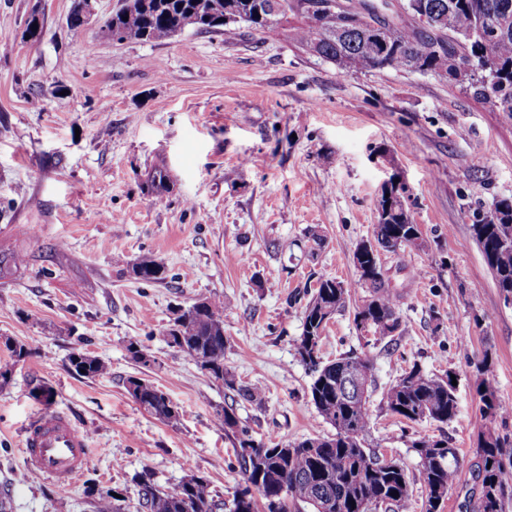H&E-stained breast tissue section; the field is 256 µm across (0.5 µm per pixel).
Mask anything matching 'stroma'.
Segmentation results:
<instances>
[{"label": "stroma", "mask_w": 512, "mask_h": 512, "mask_svg": "<svg viewBox=\"0 0 512 512\" xmlns=\"http://www.w3.org/2000/svg\"><path fill=\"white\" fill-rule=\"evenodd\" d=\"M123 0H96L81 35L73 0H0V489L11 512H94L91 489H112L136 512L138 478L161 486L206 477L215 500L242 482L236 439L217 421L234 406L257 440L331 433L308 392L296 352L309 296L321 276L354 283L328 323L321 354L368 357L374 367L365 444L418 477L412 438L447 440L460 468L442 512H472L482 432L512 435V419L485 418L476 364L490 358L493 386L512 406V301L494 284L473 225L512 196V119L431 73L391 68L337 74L279 28H186L161 43L118 42L105 32ZM39 41L22 37L31 12ZM164 166L163 200L144 191ZM400 179L425 247L382 253L401 332L356 328L370 297L358 287L356 245L371 240L382 186ZM325 243L304 256L308 230ZM164 264V281L134 280V261ZM224 301V365L260 385L262 404L234 400L159 332L200 296ZM34 353L14 362L7 343ZM137 343L148 363L127 346ZM82 351L106 375L69 365ZM457 381L446 424L403 423L386 407L411 366ZM165 391L180 419L143 411L127 380ZM52 387L51 404L31 394ZM68 415L89 442L75 483L27 468L22 434L45 410Z\"/></svg>", "instance_id": "obj_1"}]
</instances>
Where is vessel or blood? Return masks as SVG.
Here are the masks:
<instances>
[{
	"label": "vessel or blood",
	"mask_w": 512,
	"mask_h": 512,
	"mask_svg": "<svg viewBox=\"0 0 512 512\" xmlns=\"http://www.w3.org/2000/svg\"><path fill=\"white\" fill-rule=\"evenodd\" d=\"M25 459L37 476L72 484L89 459L85 436L62 414L46 412L25 430Z\"/></svg>",
	"instance_id": "obj_1"
}]
</instances>
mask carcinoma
Returning <instances> with one entry per match:
<instances>
[{
    "instance_id": "obj_1",
    "label": "carcinoma",
    "mask_w": 512,
    "mask_h": 512,
    "mask_svg": "<svg viewBox=\"0 0 512 512\" xmlns=\"http://www.w3.org/2000/svg\"><path fill=\"white\" fill-rule=\"evenodd\" d=\"M318 0H133L124 4L106 22V30L117 41L162 42L186 27L199 31L226 29L245 23L256 31L289 29L291 39L318 59L332 64L339 74L364 69L392 68L433 73L447 78L512 118V0H407L413 22L403 16H380L372 0H343L344 12L352 17L369 15L380 25L388 53L383 55L358 27L347 24L336 31L333 18L320 10H310ZM508 18V29L496 34L485 32L484 19ZM488 57L491 70L481 77L472 60ZM147 190L161 200L169 193L166 170L157 167L147 181ZM496 221L472 225L486 263L504 299L512 298V197L494 203ZM378 222L374 242L386 252L400 254L420 247L423 237L407 204L406 189L392 188L381 193L377 204ZM360 265H371V275L359 274L356 284H345L330 277L317 279L310 290L297 353L313 378L309 387L312 403L335 433L309 436L292 441L285 438L256 441L239 427L233 406L217 412L224 428L236 434L237 456L242 466L244 487L237 490L231 512H266L277 504V512H291L301 504L310 512H366V506L388 502L397 507L413 495L414 481L405 467L388 469L383 460L363 445L371 421L366 397L347 391L346 374L358 369L366 382H372L370 359L344 356L321 361L320 350L328 321L345 309L354 286L372 289L371 299L354 314L355 325L369 319L371 328L383 336L394 335L401 327L382 270L371 254ZM166 268L143 256L131 266L130 275L152 283L165 279ZM161 334L172 346L190 356L208 378L221 379L239 398L263 401L255 385L239 384L224 367V301L202 296L183 309L173 324ZM76 373L88 378L102 376L108 366L87 353L69 357ZM128 385L141 389L135 398L147 413L167 423L179 420V408L168 394L154 384L131 378ZM482 411L494 418L512 415L496 397L490 383L479 384ZM387 410L410 423H448L458 412L455 386L449 378L429 375L413 366L389 387ZM419 461L425 501L444 502L456 481L459 453L448 448V441L418 437L411 442ZM477 479L484 487L505 488L512 484V441L493 431L478 438ZM398 496H392V492ZM113 491H98L96 512H120ZM138 507L141 512H218L203 476L190 474L167 488L149 480L139 482Z\"/></svg>"
}]
</instances>
